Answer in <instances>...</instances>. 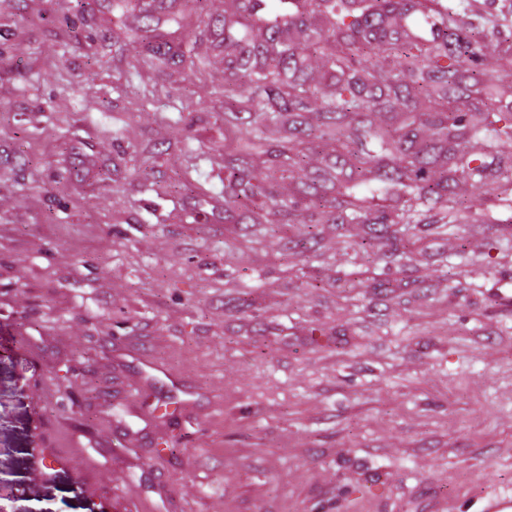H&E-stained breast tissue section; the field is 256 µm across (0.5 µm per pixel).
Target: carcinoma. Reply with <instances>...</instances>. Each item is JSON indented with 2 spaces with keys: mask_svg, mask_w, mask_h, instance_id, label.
Wrapping results in <instances>:
<instances>
[{
  "mask_svg": "<svg viewBox=\"0 0 512 512\" xmlns=\"http://www.w3.org/2000/svg\"><path fill=\"white\" fill-rule=\"evenodd\" d=\"M326 11L334 20L332 31L325 33L321 44L329 46L334 32L346 34L348 44H336L332 64L340 78L330 85L334 109L327 116L329 134L336 137L351 163L350 173L336 179V217L334 223L348 224L358 220L368 225V232L356 242L361 260L375 264L383 260L378 241L394 221L386 216V196L407 203L398 215L400 223H412V212L419 206H439L448 213V223H454L463 211L467 199L457 191L453 176L433 181L431 171L439 163L436 140L413 146V142L384 126L372 124L355 128L345 124L350 115L364 112H396L409 107L417 98H429L437 91L452 97L463 93L464 73L471 71L475 84L489 90L499 73L512 68V54L497 60L495 67L480 66V56L470 41V30L453 25L452 20L441 19L444 28L437 29L429 45L403 39L395 25L414 23V6L407 0L394 3H370L360 10L350 8L349 0H327ZM289 24L288 18L274 16L264 19L265 38L256 44L251 29L228 28L230 41L243 45L241 56L228 60L230 79L224 84V111L252 112L263 122H273L288 112H304L310 101L320 92L298 75V48L281 37L280 24ZM384 42L385 51L401 60L398 70L383 71L376 63L368 62L370 48L375 42ZM464 56L469 61L466 70L457 64ZM250 84L252 95L242 99L240 86ZM448 126L434 119L437 135L448 136V131H462L470 137H479L496 149L497 165L512 164V153L501 150L512 143V114L495 112L452 111ZM379 142L381 154L370 155L363 149V140ZM236 146L227 152L238 178L231 187L227 204L255 194L251 172L256 166L254 151L259 137L250 131L234 135ZM303 141L289 139L275 151L274 158L281 166L297 164L304 153ZM472 160L459 142H448V171L469 168L480 179H485V164L471 166Z\"/></svg>",
  "mask_w": 512,
  "mask_h": 512,
  "instance_id": "obj_1",
  "label": "carcinoma"
}]
</instances>
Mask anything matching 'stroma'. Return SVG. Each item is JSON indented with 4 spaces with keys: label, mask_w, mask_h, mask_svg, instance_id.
Masks as SVG:
<instances>
[{
    "label": "stroma",
    "mask_w": 512,
    "mask_h": 512,
    "mask_svg": "<svg viewBox=\"0 0 512 512\" xmlns=\"http://www.w3.org/2000/svg\"><path fill=\"white\" fill-rule=\"evenodd\" d=\"M0 0V480L16 512H476L512 494V208L490 165L456 224L416 212L399 264L335 224L329 96L265 129L308 136L225 215L224 30L242 0ZM172 44L155 66L141 11ZM512 41L507 0H418ZM467 112L512 113V70ZM317 184L324 205L294 216ZM462 273L449 277L450 263ZM345 287H337V280ZM185 380V410L141 361ZM139 385L137 400L126 389Z\"/></svg>",
    "instance_id": "stroma-1"
}]
</instances>
